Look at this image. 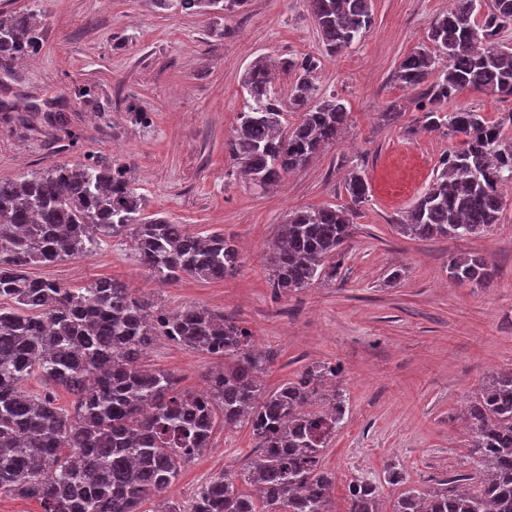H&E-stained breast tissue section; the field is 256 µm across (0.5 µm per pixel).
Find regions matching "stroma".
I'll return each instance as SVG.
<instances>
[{
    "label": "stroma",
    "instance_id": "35a3bbf8",
    "mask_svg": "<svg viewBox=\"0 0 512 512\" xmlns=\"http://www.w3.org/2000/svg\"><path fill=\"white\" fill-rule=\"evenodd\" d=\"M45 44L34 62L0 71V180L58 164L122 157L147 214L194 233L233 237L237 273L159 281L138 262L129 236L103 237L89 257L30 267L31 275L84 287L107 277L172 311L204 308L234 317L276 360L266 390L311 364L338 367L325 393L342 389L347 412L322 457L335 478L331 512H346L349 482L380 484L384 506L405 489L429 490L475 473L461 415L483 383L512 368V183L503 216L480 236L422 242L399 224L457 141L420 127L419 90L395 78L450 0H373L362 40L326 55L307 0H247L221 17L156 9L151 0H44ZM319 59L320 95L336 96L349 120L336 144L266 188L248 183L224 148L245 104L241 77L257 58ZM91 91L85 101L83 91ZM151 118L132 122L128 104ZM401 112L386 125L380 112ZM369 182L342 248L340 275L283 295L272 286L269 245L289 212L348 205L344 177ZM494 266L488 286L448 275L459 255ZM142 365L174 374L180 390L204 388L219 356L156 337ZM249 426L216 427L209 448L180 469L167 497L187 506L212 477L240 479L255 456Z\"/></svg>",
    "mask_w": 512,
    "mask_h": 512
}]
</instances>
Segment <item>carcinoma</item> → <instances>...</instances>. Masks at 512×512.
<instances>
[{
	"label": "carcinoma",
	"mask_w": 512,
	"mask_h": 512,
	"mask_svg": "<svg viewBox=\"0 0 512 512\" xmlns=\"http://www.w3.org/2000/svg\"><path fill=\"white\" fill-rule=\"evenodd\" d=\"M40 0L23 13L0 11V69L38 53L44 44ZM161 10L224 14L247 0H151ZM326 54L359 41L373 21L372 0H309ZM483 14V20L475 15ZM512 24V0H451L432 23L428 43L403 58L397 80L422 89L426 130L461 138L399 224L422 241L484 233L500 223L498 185L512 183V133L469 109L448 110L464 90L512 98V48L497 41ZM438 79L425 85L440 59ZM295 79L282 101L270 66L257 60L242 77L247 93L238 125L224 147L253 185L264 188L303 168L336 143L348 122L342 100L318 96V60L289 59ZM301 113L282 133L286 108ZM131 167L110 162L59 164L21 179L0 180V493L39 501L43 512H181L164 498L182 465L209 447L214 427L251 426L258 455L242 476L256 496L238 491L236 475L211 479L189 512H331L332 474L323 452L341 427L344 396L321 393L338 370L308 366L275 391L262 375L275 361L252 348V333L200 308L165 311L109 279L69 288L29 275L26 268L64 256H91L100 236L130 235L138 261L163 281L188 274L224 279L236 274L233 238L193 235L182 225L144 215ZM349 207L293 211L266 260L274 288L299 292L334 282L351 235L354 207L369 193L366 177H345ZM449 277L485 285L491 263L482 255L454 257ZM157 336L224 358L209 372L205 393L177 390L175 377L140 363ZM76 395L71 410L25 392L34 371ZM468 459L483 469L473 490H405L391 512H512V370L494 375L467 405ZM347 512H379L376 479L350 482Z\"/></svg>",
	"instance_id": "obj_1"
}]
</instances>
